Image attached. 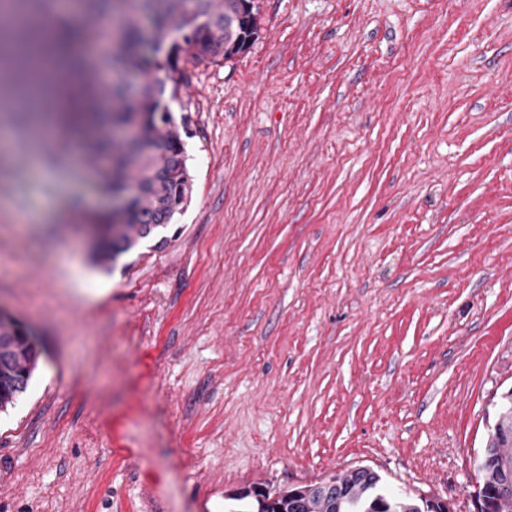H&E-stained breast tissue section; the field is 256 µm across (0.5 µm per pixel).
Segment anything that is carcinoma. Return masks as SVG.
I'll use <instances>...</instances> for the list:
<instances>
[{
    "label": "carcinoma",
    "mask_w": 512,
    "mask_h": 512,
    "mask_svg": "<svg viewBox=\"0 0 512 512\" xmlns=\"http://www.w3.org/2000/svg\"><path fill=\"white\" fill-rule=\"evenodd\" d=\"M246 0H0L16 22L0 28L12 52L0 60V97L26 93L34 115L49 105L41 72L69 66L76 85L58 96L71 103L54 161L72 159L71 148L98 169L120 204L99 216L101 235L90 257L116 261L151 224H168L186 205L191 175L179 126L165 97L187 80L180 62L224 61L245 51L258 34L259 9ZM36 347L21 328L0 319V408L24 392L37 364ZM479 465L478 495L495 501L494 512H512V496L497 492L512 479V390L502 396ZM254 512H420L413 497L386 491L380 474L360 467L316 484L299 497L281 490Z\"/></svg>",
    "instance_id": "carcinoma-1"
}]
</instances>
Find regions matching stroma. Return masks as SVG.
<instances>
[{
	"instance_id": "1",
	"label": "stroma",
	"mask_w": 512,
	"mask_h": 512,
	"mask_svg": "<svg viewBox=\"0 0 512 512\" xmlns=\"http://www.w3.org/2000/svg\"><path fill=\"white\" fill-rule=\"evenodd\" d=\"M185 65L192 194L116 262L91 168L0 113V307L39 352L0 409V512H243L355 467L477 512L512 389V0H255ZM101 296H93L96 288Z\"/></svg>"
}]
</instances>
